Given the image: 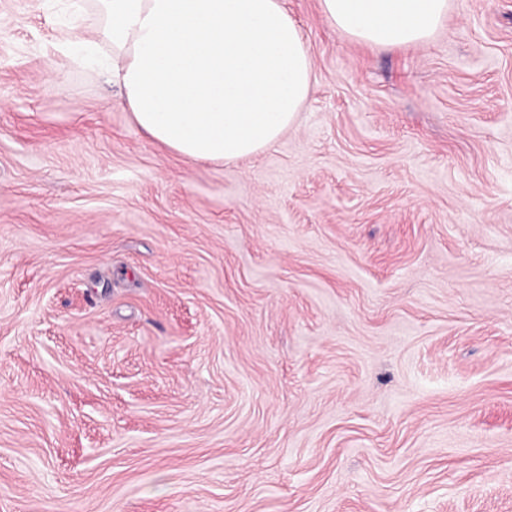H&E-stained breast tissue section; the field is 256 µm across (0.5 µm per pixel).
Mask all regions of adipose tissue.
<instances>
[{
	"mask_svg": "<svg viewBox=\"0 0 512 512\" xmlns=\"http://www.w3.org/2000/svg\"><path fill=\"white\" fill-rule=\"evenodd\" d=\"M107 72L134 124L188 161L257 154L309 96L313 60L283 0H99ZM450 0H321L328 23L371 47L419 46Z\"/></svg>",
	"mask_w": 512,
	"mask_h": 512,
	"instance_id": "obj_1",
	"label": "adipose tissue"
}]
</instances>
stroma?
<instances>
[{"label": "stroma", "mask_w": 512, "mask_h": 512, "mask_svg": "<svg viewBox=\"0 0 512 512\" xmlns=\"http://www.w3.org/2000/svg\"><path fill=\"white\" fill-rule=\"evenodd\" d=\"M285 6L308 102L214 164L96 0H0V512H512V0L391 50Z\"/></svg>", "instance_id": "1"}]
</instances>
